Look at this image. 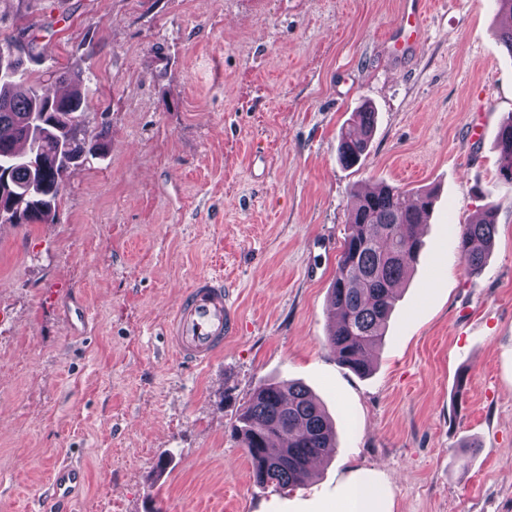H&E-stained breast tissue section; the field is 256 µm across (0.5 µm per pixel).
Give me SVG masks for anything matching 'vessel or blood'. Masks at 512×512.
Wrapping results in <instances>:
<instances>
[{"label": "vessel or blood", "mask_w": 512, "mask_h": 512, "mask_svg": "<svg viewBox=\"0 0 512 512\" xmlns=\"http://www.w3.org/2000/svg\"><path fill=\"white\" fill-rule=\"evenodd\" d=\"M237 329L238 316L224 291L223 277L199 275L167 324L165 336L177 357L203 366L223 351L225 338L235 335ZM84 482L81 465L69 461L55 465L43 512H68L75 491Z\"/></svg>", "instance_id": "vessel-or-blood-1"}]
</instances>
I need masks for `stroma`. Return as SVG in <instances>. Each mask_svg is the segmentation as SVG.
<instances>
[{
    "instance_id": "obj_1",
    "label": "stroma",
    "mask_w": 512,
    "mask_h": 512,
    "mask_svg": "<svg viewBox=\"0 0 512 512\" xmlns=\"http://www.w3.org/2000/svg\"><path fill=\"white\" fill-rule=\"evenodd\" d=\"M405 2L0 0V39L36 45L30 80L80 77V136L107 145L53 223L0 224V512H39L64 459L87 474L70 512H312L359 471L390 512H512V54L495 0H443L410 41ZM366 105L348 168L339 133ZM380 185L435 200L360 376L326 344L329 289L351 196ZM490 209L473 278L456 232ZM203 274L241 327L198 367L164 327ZM267 380L305 384L336 424L304 485L256 484L232 434ZM374 110L366 107L361 112H355V119L347 127L342 128L339 135L338 156L346 167L359 163L365 154L371 133L375 124ZM497 145L500 181L509 191L512 188V117L500 127Z\"/></svg>"
}]
</instances>
